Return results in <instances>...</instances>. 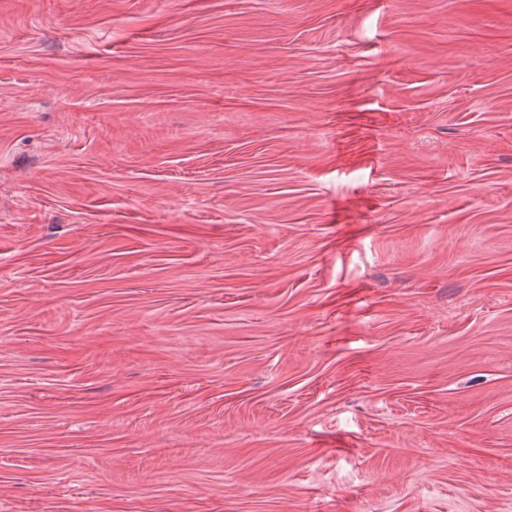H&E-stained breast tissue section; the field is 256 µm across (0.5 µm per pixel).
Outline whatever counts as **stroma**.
<instances>
[{
    "label": "stroma",
    "instance_id": "stroma-1",
    "mask_svg": "<svg viewBox=\"0 0 512 512\" xmlns=\"http://www.w3.org/2000/svg\"><path fill=\"white\" fill-rule=\"evenodd\" d=\"M0 0V512H512V0Z\"/></svg>",
    "mask_w": 512,
    "mask_h": 512
}]
</instances>
